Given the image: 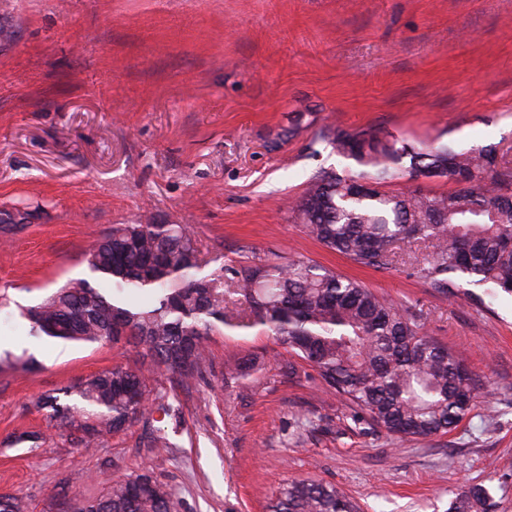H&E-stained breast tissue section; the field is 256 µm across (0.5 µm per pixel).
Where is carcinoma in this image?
Instances as JSON below:
<instances>
[{"mask_svg": "<svg viewBox=\"0 0 512 512\" xmlns=\"http://www.w3.org/2000/svg\"><path fill=\"white\" fill-rule=\"evenodd\" d=\"M324 137L357 165L320 169L292 206L311 239L354 263L389 269L410 256L429 287L454 295L463 284L512 296V167L495 145L457 150L412 145L376 129L341 127ZM459 185L431 194L414 180ZM404 179L402 191L388 189ZM199 248L182 224H116L84 254L98 288L69 281L22 310L30 335L64 342L140 347L179 387L202 379L205 341L238 321L260 328L315 368L324 392L402 439L445 435L480 403L466 359L422 333L415 305H399L304 259L250 261L231 269L230 287L203 273ZM152 373L116 364L43 401L54 426L91 450L111 433L143 423L148 447H172L157 418L175 413V394ZM182 503L147 469L120 474L80 512H181ZM488 490L457 494L448 512H494ZM268 512H361L339 487L293 481Z\"/></svg>", "mask_w": 512, "mask_h": 512, "instance_id": "carcinoma-1", "label": "carcinoma"}]
</instances>
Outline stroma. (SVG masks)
Returning a JSON list of instances; mask_svg holds the SVG:
<instances>
[{"label":"stroma","mask_w":512,"mask_h":512,"mask_svg":"<svg viewBox=\"0 0 512 512\" xmlns=\"http://www.w3.org/2000/svg\"><path fill=\"white\" fill-rule=\"evenodd\" d=\"M336 126L496 144L512 161V0H0V214L27 215L0 233V353L37 362L0 367V496L78 512L145 465L181 512H264L307 478L363 512H447L476 484L512 512V298L446 297L410 263L378 271L309 238L290 208L315 172L344 167L318 139ZM115 224L187 225L219 277L302 257L418 304L424 333L489 396L451 433L403 440L354 419L313 368L284 376L291 355L272 336L223 327L204 378L177 391L170 452L147 448L139 424L84 451L44 398L147 359L33 338L19 308L90 278L84 254ZM251 356L225 381V361Z\"/></svg>","instance_id":"obj_1"}]
</instances>
